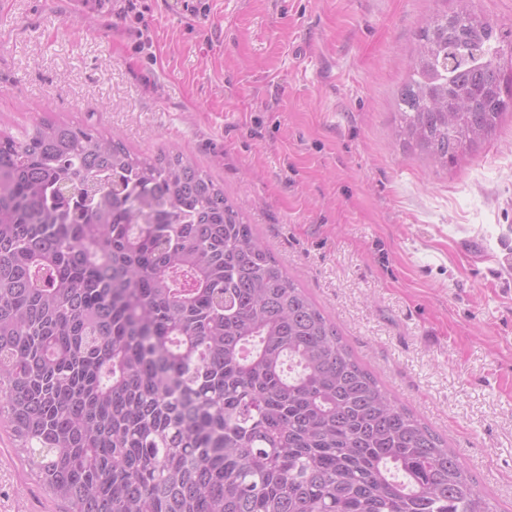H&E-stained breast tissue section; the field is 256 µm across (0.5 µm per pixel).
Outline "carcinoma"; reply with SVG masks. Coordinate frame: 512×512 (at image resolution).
I'll return each instance as SVG.
<instances>
[{
  "mask_svg": "<svg viewBox=\"0 0 512 512\" xmlns=\"http://www.w3.org/2000/svg\"><path fill=\"white\" fill-rule=\"evenodd\" d=\"M400 134L446 167L512 108V50L421 28ZM0 424L61 512H491L179 152L0 133Z\"/></svg>",
  "mask_w": 512,
  "mask_h": 512,
  "instance_id": "cac0c4a2",
  "label": "carcinoma"
}]
</instances>
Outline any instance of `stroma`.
<instances>
[{
    "label": "stroma",
    "instance_id": "35a3bbf8",
    "mask_svg": "<svg viewBox=\"0 0 512 512\" xmlns=\"http://www.w3.org/2000/svg\"><path fill=\"white\" fill-rule=\"evenodd\" d=\"M202 2L0 0V131L181 152L512 512V114L446 169L396 136L418 30L457 0ZM0 512H58L2 430Z\"/></svg>",
    "mask_w": 512,
    "mask_h": 512
}]
</instances>
